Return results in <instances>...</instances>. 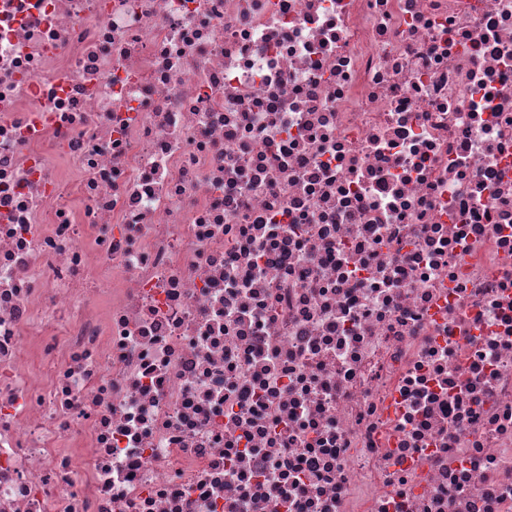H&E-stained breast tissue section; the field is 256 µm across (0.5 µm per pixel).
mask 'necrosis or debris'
<instances>
[{
    "mask_svg": "<svg viewBox=\"0 0 512 512\" xmlns=\"http://www.w3.org/2000/svg\"><path fill=\"white\" fill-rule=\"evenodd\" d=\"M0 512H512V0H0Z\"/></svg>",
    "mask_w": 512,
    "mask_h": 512,
    "instance_id": "necrosis-or-debris-1",
    "label": "necrosis or debris"
}]
</instances>
